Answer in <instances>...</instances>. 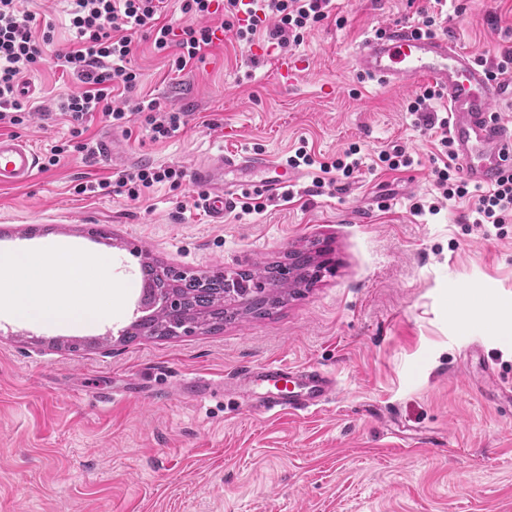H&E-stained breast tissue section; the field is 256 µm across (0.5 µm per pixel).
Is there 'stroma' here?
I'll list each match as a JSON object with an SVG mask.
<instances>
[{"instance_id": "1", "label": "stroma", "mask_w": 512, "mask_h": 512, "mask_svg": "<svg viewBox=\"0 0 512 512\" xmlns=\"http://www.w3.org/2000/svg\"><path fill=\"white\" fill-rule=\"evenodd\" d=\"M428 0H331L327 18L292 54L308 68L291 86L273 57L251 55L233 32L184 70L135 38L138 94L183 112L172 138L151 140L141 117L95 119L93 144L114 160L75 153L25 184L0 188V251L65 242L112 258V317L47 327L0 316V512H512V408L485 365L512 383V223L495 236L471 199L418 215L440 198L432 174L440 129L407 112L413 88L362 80L354 51L366 34L417 26ZM51 23L54 43L21 86L33 116L0 124L39 155L68 138L58 99L79 90L54 63L74 38L65 0H20ZM438 34L473 56L512 48V0H447ZM358 147L351 176L316 190L306 168L289 196L210 223L199 188L155 185L140 199L85 196L82 181L141 167L184 171L217 149L285 162ZM400 149L412 166L378 165ZM316 248V278L262 318L171 339L124 338L137 318L140 261L186 275L236 273ZM481 358H469L470 346ZM278 359L317 365L342 384L312 415L250 409L248 389L197 401L180 380H221ZM144 394L120 396L128 382Z\"/></svg>"}]
</instances>
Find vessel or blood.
<instances>
[{"instance_id":"1","label":"vessel or blood","mask_w":512,"mask_h":512,"mask_svg":"<svg viewBox=\"0 0 512 512\" xmlns=\"http://www.w3.org/2000/svg\"><path fill=\"white\" fill-rule=\"evenodd\" d=\"M354 65L362 78L392 87L425 82L441 92L448 107V136L468 181L491 185L512 168V115L497 111L501 101L512 102V76L491 78L471 52L449 38L422 35L395 25L365 37ZM306 67L303 57L283 54L276 71L283 84H294ZM38 165L35 150L24 139L0 133V186L27 182ZM259 176L270 197H278L299 182V172L264 155L220 152L191 171L201 190L200 204L211 223L224 221L242 173ZM237 381L254 393V408L263 414H309L334 403L339 381L315 365L294 366L281 360L250 365L236 373Z\"/></svg>"}]
</instances>
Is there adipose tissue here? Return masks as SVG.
I'll return each instance as SVG.
<instances>
[{
	"mask_svg": "<svg viewBox=\"0 0 512 512\" xmlns=\"http://www.w3.org/2000/svg\"><path fill=\"white\" fill-rule=\"evenodd\" d=\"M112 259L86 262L62 243L40 252H0V305L19 320L48 324L91 325L112 310Z\"/></svg>",
	"mask_w": 512,
	"mask_h": 512,
	"instance_id": "adipose-tissue-1",
	"label": "adipose tissue"
}]
</instances>
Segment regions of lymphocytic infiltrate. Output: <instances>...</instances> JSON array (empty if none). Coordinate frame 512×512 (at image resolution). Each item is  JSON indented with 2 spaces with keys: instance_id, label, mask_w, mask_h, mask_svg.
Segmentation results:
<instances>
[{
  "instance_id": "f902f5d3",
  "label": "lymphocytic infiltrate",
  "mask_w": 512,
  "mask_h": 512,
  "mask_svg": "<svg viewBox=\"0 0 512 512\" xmlns=\"http://www.w3.org/2000/svg\"><path fill=\"white\" fill-rule=\"evenodd\" d=\"M165 0H69V22L76 33L75 42L55 55L56 65L63 74L81 82L79 92L59 99L57 109L70 124V137L51 148L43 159V168L58 165L69 153L93 155L94 149L84 134L96 116L117 126L131 122L142 114L152 140L174 136L186 123L184 113L161 110L156 99L141 96L126 107L112 103V91L122 86L124 93L134 92L139 75L131 65L133 37L148 31L155 49L166 52L176 49L177 70L194 60L205 46L212 43L216 31L212 27H174L158 21ZM330 0H262L257 11L241 19L243 0H224V29L234 31L239 42L253 43L257 31L267 18H276L270 30L279 44L300 42L304 33L326 18ZM52 41L50 29L40 28L35 15L21 12L18 0H0V122L14 126L29 118L32 107L20 87L21 75L35 67L43 58L44 48ZM440 144L448 159L447 165L435 168L436 183L446 200L474 197L476 221L503 230L512 223V172L502 175L490 189L469 187L456 176L450 164L455 152L448 137ZM184 177L176 167H142L118 179L75 185L79 195H115L130 200L139 199L146 190L160 183L180 186Z\"/></svg>"
}]
</instances>
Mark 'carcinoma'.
I'll list each match as a JSON object with an SVG mask.
<instances>
[{"mask_svg": "<svg viewBox=\"0 0 512 512\" xmlns=\"http://www.w3.org/2000/svg\"><path fill=\"white\" fill-rule=\"evenodd\" d=\"M315 257L309 251H292L288 254V268L292 276L283 281L273 267L256 268L253 271H242L232 284L224 282V278L214 276L209 279L206 287H201L197 279L171 277L168 272L156 273L155 285L167 293H175L184 301L185 315L205 331L216 330L240 314L265 315L282 300L298 291L302 285L312 278L311 268ZM263 281V287L250 288L248 284L254 280ZM245 300L243 309L234 308L231 303L236 299ZM170 318L165 310L156 308L152 314L141 319L134 325L136 332L128 339L140 335L146 337L169 336Z\"/></svg>", "mask_w": 512, "mask_h": 512, "instance_id": "carcinoma-1", "label": "carcinoma"}]
</instances>
